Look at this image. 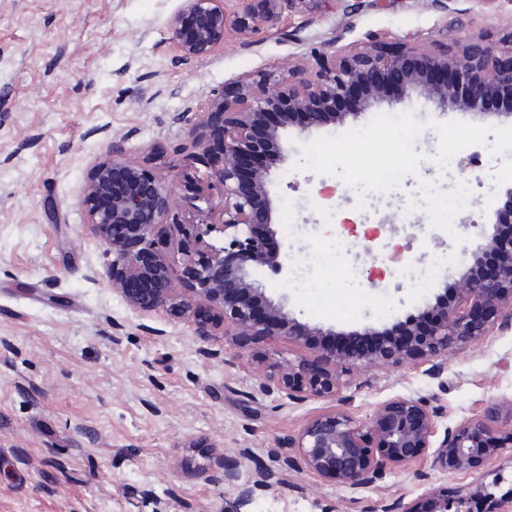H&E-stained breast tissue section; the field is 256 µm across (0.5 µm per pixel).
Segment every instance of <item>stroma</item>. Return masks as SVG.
<instances>
[{
	"instance_id": "stroma-1",
	"label": "stroma",
	"mask_w": 512,
	"mask_h": 512,
	"mask_svg": "<svg viewBox=\"0 0 512 512\" xmlns=\"http://www.w3.org/2000/svg\"><path fill=\"white\" fill-rule=\"evenodd\" d=\"M181 0H0V512H396L432 488L456 494L475 483L425 457L397 468L377 489L325 482L290 447L306 421L334 399L288 400L289 365L319 355L320 339L236 345L222 331L199 336L192 318L140 313L112 288V255L87 226L81 190L111 140L172 191L158 249L173 281L186 276L194 225L219 222V191L202 155L186 149L189 128L174 112L208 111L242 76L279 75L296 59L316 69L335 39L347 54L371 41L430 44L450 21L430 0H367L343 20L316 10L283 15L252 49L227 41L184 64L168 23ZM465 30L499 41L512 34V0L493 8L457 0ZM419 133L409 137L408 126ZM283 154L267 160L272 239L292 266L327 242L331 214L368 222L389 249L441 262L419 286L388 275L378 288H351L341 271L315 288L263 271L266 294L309 327L337 335L379 331L417 313L474 270L482 244L467 232L432 231L428 194L438 163L452 156L464 180L479 179L455 221L489 223L512 188V116L440 112L411 92L372 101L344 124L282 129ZM407 153L387 200L347 195L372 181L390 154ZM289 224H308L304 239ZM359 418L382 402L420 398L439 428L483 415L512 397V329L489 333L448 357L441 378L424 366L366 364L341 377ZM236 467L224 482L217 458ZM211 478L198 479L200 470ZM276 476L256 486L260 471ZM252 487L242 497L240 486Z\"/></svg>"
}]
</instances>
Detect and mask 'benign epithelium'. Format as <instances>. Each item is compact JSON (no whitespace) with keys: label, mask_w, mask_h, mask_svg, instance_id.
<instances>
[{"label":"benign epithelium","mask_w":512,"mask_h":512,"mask_svg":"<svg viewBox=\"0 0 512 512\" xmlns=\"http://www.w3.org/2000/svg\"><path fill=\"white\" fill-rule=\"evenodd\" d=\"M236 2L237 9L229 11L224 0H182L169 30L183 61L210 56L229 37L249 49L253 36L275 26L287 11L319 8L349 18L365 6V0ZM234 85L232 94L215 98L210 111L192 124L190 147L206 158L222 187V220L201 231L205 259L190 262L182 302L173 305L176 288L168 265L150 248L171 208V193L156 174L125 157L120 140L112 141L105 157L92 164L83 185L88 226L112 253L109 278L130 308L142 313L167 308L182 315L205 309L206 317L194 318L200 336L211 335V315L217 313L226 336L296 339L305 327L266 295L259 280L265 269L275 274L285 270L280 252L269 251L257 231V225L269 223L268 211L261 207L269 196V177L255 160L283 152L279 127L262 126V118L274 111L301 113L311 126L335 125L347 116L338 107L358 93L364 97L359 103L363 108L374 98L399 101L415 90L443 112L481 113L488 99L512 88V34L506 45L480 34L427 47L374 41L349 55L323 56L312 73L303 63L293 65L272 86L246 77ZM504 224L512 225V188L495 210L491 227L470 222L485 240L475 261L496 256L485 276L460 279L450 303L425 304L400 338L373 329L356 331L354 343L344 351L322 347L331 367L306 359L288 365L286 395L296 400L334 396L342 372L361 362L429 363L428 374L437 378L449 353L473 346L495 329H511L512 236L500 233ZM213 232L222 234V245L206 240ZM436 419L420 399H389L364 420L341 404L311 417L293 447L318 477L361 491L375 487L387 472L432 454L443 471L477 474L480 480L451 497L431 489L402 512H486L488 503L494 512H512V487L501 491V472L484 481L490 464L512 462V401L495 404L479 420L447 428L435 447Z\"/></svg>","instance_id":"7a95c632"}]
</instances>
